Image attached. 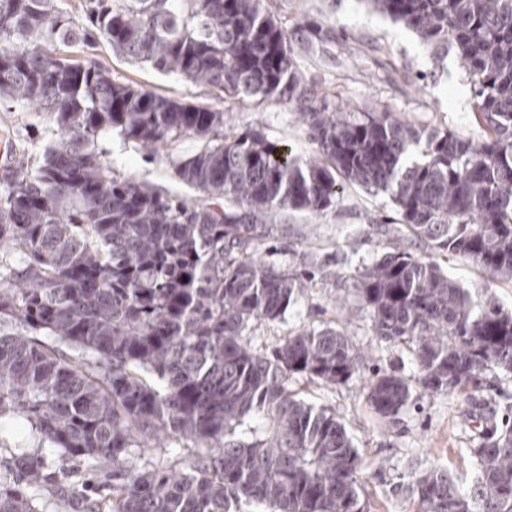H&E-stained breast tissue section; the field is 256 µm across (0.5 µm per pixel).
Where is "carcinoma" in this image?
<instances>
[{"label":"carcinoma","mask_w":512,"mask_h":512,"mask_svg":"<svg viewBox=\"0 0 512 512\" xmlns=\"http://www.w3.org/2000/svg\"><path fill=\"white\" fill-rule=\"evenodd\" d=\"M426 42L454 49L473 85L481 134H425L391 112L340 117L308 98L288 31L261 0H89L95 38L128 60L211 87L224 101L292 99L313 160L282 154L225 112L132 86L60 56L87 40L54 0H0V100L57 127L42 161L0 179V418L23 417L59 469L112 462V495L89 512H365L363 458L336 413L290 389L296 376L344 385L360 355L331 328H304L266 352L247 329L279 319L305 283L258 256L254 223L285 209L319 212L336 175L389 196L435 256L512 277V0H371ZM118 136L168 157L200 200L122 175L100 147ZM356 291L375 338L405 346L413 372L383 373L366 398L383 417L414 393L490 391L512 374V311L478 299L440 263L397 249L362 267ZM50 336L75 352L55 356ZM475 479L434 471L415 481L416 512H512V425L470 414ZM186 437L184 466L130 464L133 448ZM22 480L0 483V512H46L45 456H13Z\"/></svg>","instance_id":"carcinoma-1"}]
</instances>
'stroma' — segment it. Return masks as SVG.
<instances>
[{
    "mask_svg": "<svg viewBox=\"0 0 512 512\" xmlns=\"http://www.w3.org/2000/svg\"><path fill=\"white\" fill-rule=\"evenodd\" d=\"M261 7L288 30L312 96L325 101L330 111H387L426 132L445 129L462 137L478 136L471 86L456 51L435 58L433 45L376 11L369 0H262ZM65 53L179 101L229 109L236 132L262 131L300 160L315 154L301 122L300 103L258 104L247 99L228 106L209 87L176 74L156 73L113 53L102 41L79 42ZM1 135L8 137L13 152L38 161L46 145L56 139L57 128L49 116L2 100ZM101 146L119 173L193 197V190L179 183L168 159L154 158L115 136L104 139ZM261 231L262 260L290 273H303L307 286L280 319L251 324L256 346L268 351L301 327H331L366 357L364 373L345 385L298 377L292 388L308 403L335 410L352 437L364 460L360 495L367 512H415L413 482L432 471L473 479L475 464L467 449L474 432L464 414L463 396L420 395L393 420L378 416L366 400L367 375L379 369L407 375L411 366L405 347L385 345L373 336L353 277L361 266L396 248L417 257L430 254L399 224L389 198L349 185L330 208L321 212L288 209L273 215ZM447 269L473 296L491 295L504 308H512V279L489 282L478 266L463 260L448 261ZM33 449L31 428L24 418L0 422V477L8 473L12 456ZM83 483L99 495L111 494V464L94 469L76 464L66 478L43 486L41 496L48 512H76L67 491Z\"/></svg>",
    "mask_w": 512,
    "mask_h": 512,
    "instance_id": "35a3bbf8",
    "label": "stroma"
}]
</instances>
